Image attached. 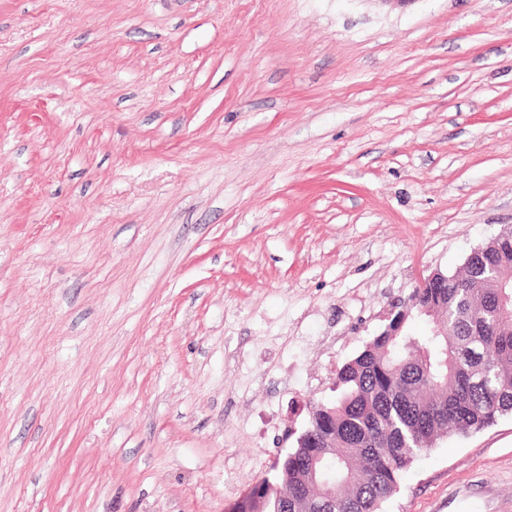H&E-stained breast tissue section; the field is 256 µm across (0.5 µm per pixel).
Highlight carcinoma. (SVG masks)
Returning a JSON list of instances; mask_svg holds the SVG:
<instances>
[{
	"mask_svg": "<svg viewBox=\"0 0 512 512\" xmlns=\"http://www.w3.org/2000/svg\"><path fill=\"white\" fill-rule=\"evenodd\" d=\"M417 319L429 321L413 333ZM336 399L310 405L260 512H382L423 452L512 416V227L467 257L462 276L416 287L387 329L336 373Z\"/></svg>",
	"mask_w": 512,
	"mask_h": 512,
	"instance_id": "obj_1",
	"label": "carcinoma"
}]
</instances>
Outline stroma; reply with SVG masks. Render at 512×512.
<instances>
[{"instance_id": "35a3bbf8", "label": "stroma", "mask_w": 512, "mask_h": 512, "mask_svg": "<svg viewBox=\"0 0 512 512\" xmlns=\"http://www.w3.org/2000/svg\"><path fill=\"white\" fill-rule=\"evenodd\" d=\"M512 225V0H0V512H231ZM384 512H512V416Z\"/></svg>"}]
</instances>
